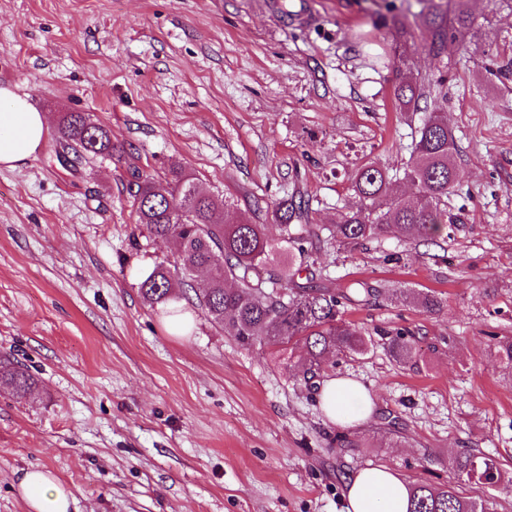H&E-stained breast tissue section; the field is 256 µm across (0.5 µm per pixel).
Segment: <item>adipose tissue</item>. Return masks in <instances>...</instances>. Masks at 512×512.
Returning a JSON list of instances; mask_svg holds the SVG:
<instances>
[{
    "instance_id": "obj_1",
    "label": "adipose tissue",
    "mask_w": 512,
    "mask_h": 512,
    "mask_svg": "<svg viewBox=\"0 0 512 512\" xmlns=\"http://www.w3.org/2000/svg\"><path fill=\"white\" fill-rule=\"evenodd\" d=\"M47 135L45 113L0 85V166L14 168L32 158ZM320 398L327 417L342 425L367 421L373 408L366 388L349 378L326 379ZM20 490L30 512H69L72 493L51 472L26 471ZM346 498V512H407L409 485L387 467L369 466L350 475Z\"/></svg>"
}]
</instances>
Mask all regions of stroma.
I'll list each match as a JSON object with an SVG mask.
<instances>
[{
  "label": "stroma",
  "instance_id": "obj_1",
  "mask_svg": "<svg viewBox=\"0 0 512 512\" xmlns=\"http://www.w3.org/2000/svg\"><path fill=\"white\" fill-rule=\"evenodd\" d=\"M315 23L288 26L278 0H0V84L56 123L86 112L112 153L72 168L56 133L35 158L0 166V356L35 379L0 390V512H28L22 471L66 485L76 512H344L348 472L384 465L408 483L448 470L425 454L478 448L512 474V79L487 81L512 51V6L470 0L469 53L426 51L418 0H312ZM447 73L458 222L444 246L384 234L317 256L328 286L363 279L435 292L432 316L379 297L345 305L369 331L405 328L416 364L375 345L333 356L326 377L373 395L363 448L336 452L318 392L293 379L289 349L245 348L200 309L183 333L138 283L170 246L148 236L135 174L182 167L239 219L301 188L312 221L357 206L355 171L402 172L423 112L397 111L400 72ZM399 419L397 433L380 426Z\"/></svg>",
  "mask_w": 512,
  "mask_h": 512
}]
</instances>
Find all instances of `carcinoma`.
Masks as SVG:
<instances>
[{
	"mask_svg": "<svg viewBox=\"0 0 512 512\" xmlns=\"http://www.w3.org/2000/svg\"><path fill=\"white\" fill-rule=\"evenodd\" d=\"M418 17L429 54L442 55L450 42L465 45L472 25L468 0H430ZM447 83L444 74L429 78L407 72L394 89L399 110L428 109L404 169L410 195L392 192L386 169L368 163L352 177L361 206L341 213L334 224L311 223L310 199L295 190L274 204L279 233L274 241L268 225L236 219L230 200L202 193L178 166L138 183L133 201L139 223L173 248V260L155 264L140 281L143 300L155 307L188 302L193 295L224 335L244 347L296 345L291 372L309 387L329 356L367 353L373 336L345 321L341 308L367 305L380 290L363 280H352L338 291L328 288L311 258L323 244L348 250L388 232L416 245L455 222L448 214V195L457 182L456 142L447 118L437 110ZM59 135L62 149L77 158L112 155L108 131L84 112L63 113ZM392 297L431 315L443 307L432 291L397 288ZM384 346L399 364H413L420 357L419 340L405 329L387 332ZM33 384L27 368L0 360L1 386L24 396ZM428 462L448 468V483L411 485L409 512H493L492 503L462 496L456 487L500 484L504 471L497 457L462 448L446 461L431 455Z\"/></svg>",
	"mask_w": 512,
	"mask_h": 512,
	"instance_id": "obj_1",
	"label": "carcinoma"
}]
</instances>
